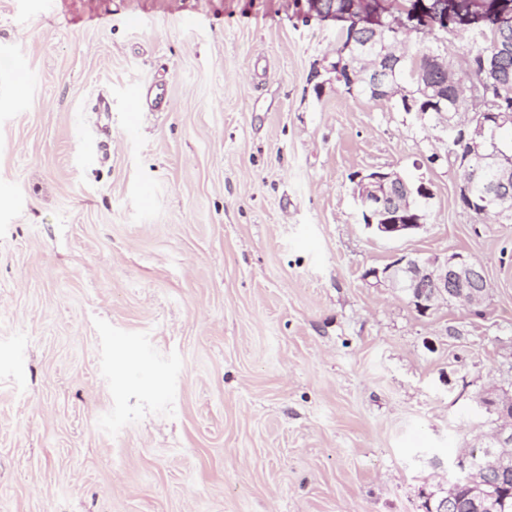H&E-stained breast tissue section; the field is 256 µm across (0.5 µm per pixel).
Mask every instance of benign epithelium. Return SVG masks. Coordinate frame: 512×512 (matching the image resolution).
I'll use <instances>...</instances> for the list:
<instances>
[{"label": "benign epithelium", "mask_w": 512, "mask_h": 512, "mask_svg": "<svg viewBox=\"0 0 512 512\" xmlns=\"http://www.w3.org/2000/svg\"><path fill=\"white\" fill-rule=\"evenodd\" d=\"M371 43L376 51L358 48L355 54L372 62V72H377L387 62L403 61L409 56V48L396 33L379 24L372 27ZM419 64L411 75L414 87L430 96L435 111H448V83L434 85L431 73L439 70L448 73L444 56L436 52L418 55ZM374 98L402 103L412 110V92L404 85L390 81H376L371 87ZM456 112L448 116L446 131L462 132L466 142L465 157L458 158L460 174V195L470 197L476 181L486 170L495 176V193L484 204L483 211H492L496 217L512 218V156L490 150L485 139L486 124L496 129L512 128V112L499 109L495 100L488 96L483 79L475 80L470 69L462 67L457 71L454 82ZM359 178L356 200L363 224L386 238H399L425 225V200L431 197V190L423 183L415 186L395 170H377ZM368 275L383 277L392 287L406 294L417 311L425 314L439 300L475 307L482 303L487 286H474L475 280L485 278L479 265L461 254L440 257L402 256L383 269H373ZM487 408L496 409L499 428L492 434L487 447L491 457L500 459L499 450L512 446V399L505 409L496 408L490 398L482 399ZM453 466L461 480L479 488L486 470V463L471 454H461L453 460Z\"/></svg>", "instance_id": "obj_1"}]
</instances>
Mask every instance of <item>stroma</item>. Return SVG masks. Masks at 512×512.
Segmentation results:
<instances>
[{
  "instance_id": "stroma-1",
  "label": "stroma",
  "mask_w": 512,
  "mask_h": 512,
  "mask_svg": "<svg viewBox=\"0 0 512 512\" xmlns=\"http://www.w3.org/2000/svg\"><path fill=\"white\" fill-rule=\"evenodd\" d=\"M309 0H0V512H426L512 397V223ZM412 50L462 63L440 30ZM169 107L133 91L154 83ZM432 192L362 223L352 174ZM462 254L479 307L369 277ZM359 178L356 200L363 224L386 238H399L424 226L425 200L431 190L415 186L395 170H377Z\"/></svg>"
}]
</instances>
